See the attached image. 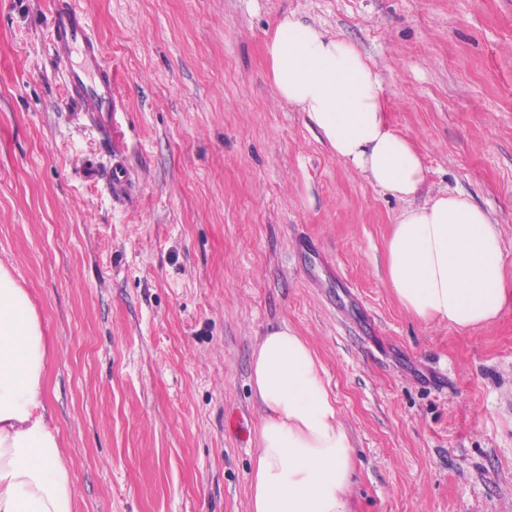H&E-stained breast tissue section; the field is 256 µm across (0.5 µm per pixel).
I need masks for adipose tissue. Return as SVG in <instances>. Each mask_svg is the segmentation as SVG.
Masks as SVG:
<instances>
[{"label":"adipose tissue","mask_w":512,"mask_h":512,"mask_svg":"<svg viewBox=\"0 0 512 512\" xmlns=\"http://www.w3.org/2000/svg\"><path fill=\"white\" fill-rule=\"evenodd\" d=\"M265 52L276 96L305 113L337 161L391 196L421 191L422 159L390 127L379 73L353 43L286 15ZM501 237L498 222L461 192L408 208L385 244L397 301L424 323H493L512 304ZM53 349L32 296L0 264V512H73L71 467L45 384ZM250 380L263 410L251 512H349L354 448L307 340L286 326L268 331Z\"/></svg>","instance_id":"adipose-tissue-1"}]
</instances>
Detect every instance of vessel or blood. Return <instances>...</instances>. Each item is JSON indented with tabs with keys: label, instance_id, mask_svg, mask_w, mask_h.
<instances>
[{
	"label": "vessel or blood",
	"instance_id": "vessel-or-blood-1",
	"mask_svg": "<svg viewBox=\"0 0 512 512\" xmlns=\"http://www.w3.org/2000/svg\"><path fill=\"white\" fill-rule=\"evenodd\" d=\"M50 23L53 58L63 73L67 93L79 101L83 117L105 140H115L121 105L99 39L74 0H55Z\"/></svg>",
	"mask_w": 512,
	"mask_h": 512
}]
</instances>
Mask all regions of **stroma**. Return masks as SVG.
<instances>
[{
	"instance_id": "35a3bbf8",
	"label": "stroma",
	"mask_w": 512,
	"mask_h": 512,
	"mask_svg": "<svg viewBox=\"0 0 512 512\" xmlns=\"http://www.w3.org/2000/svg\"><path fill=\"white\" fill-rule=\"evenodd\" d=\"M50 0H0V262L57 347L46 387L74 512H249L254 349L310 343L356 456L352 512H512V306L462 331L411 317L385 241L462 192L512 273V0H76L115 70L122 163L52 60ZM292 13L379 68L417 148L413 201L338 162L275 95Z\"/></svg>"
}]
</instances>
